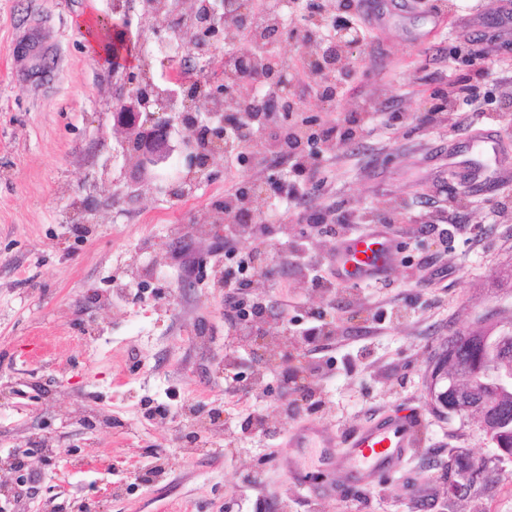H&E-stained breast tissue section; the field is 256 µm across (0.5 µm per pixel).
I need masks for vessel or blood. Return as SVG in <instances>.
Here are the masks:
<instances>
[{"instance_id":"vessel-or-blood-1","label":"vessel or blood","mask_w":512,"mask_h":512,"mask_svg":"<svg viewBox=\"0 0 512 512\" xmlns=\"http://www.w3.org/2000/svg\"><path fill=\"white\" fill-rule=\"evenodd\" d=\"M397 240L383 227L369 225L364 232L338 243L334 267L339 279L355 282L382 280L395 261ZM417 439V420L412 416H387L362 430L334 462L360 470L368 477L390 471Z\"/></svg>"}]
</instances>
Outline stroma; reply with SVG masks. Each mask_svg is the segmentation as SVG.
I'll use <instances>...</instances> for the list:
<instances>
[{"instance_id":"35a3bbf8","label":"stroma","mask_w":512,"mask_h":512,"mask_svg":"<svg viewBox=\"0 0 512 512\" xmlns=\"http://www.w3.org/2000/svg\"><path fill=\"white\" fill-rule=\"evenodd\" d=\"M501 0H454L451 24L415 9H389L380 44L349 63L351 91L335 106L301 100L307 116L331 122L361 100L404 113L390 128L371 123L364 146L333 144L316 164L308 204L274 211L268 194L252 208L273 216V243L303 242L327 259L335 242L303 221L305 208L345 218L358 233L371 215L403 216L392 227L399 257L384 286L309 288L304 263L259 278L250 299L269 310L259 333L235 324L217 279L224 270V194L238 182L272 184L288 160L251 142L232 168L223 155L209 179L178 200L150 187L131 201L102 200L132 177L109 107L116 84L85 48V22L102 26L106 0H0V512H512V460L472 417L437 412L426 393L432 358L452 331L482 330L512 307V112L499 129L497 158L481 156L474 132L417 124L435 91L489 63L463 116L512 101V31L499 33ZM42 36L53 60L44 78L17 57L25 36ZM472 179L465 229L448 244L420 222L446 223ZM165 287L164 298L153 290ZM333 319L326 348L300 334L310 313ZM298 351L295 369L321 402L289 418L293 394L269 346ZM166 417L149 416L157 404ZM221 411L201 431L210 454L185 438L182 413ZM419 420L418 445L379 482L327 466L326 448H292L305 424L337 439L385 415ZM72 467L59 473L61 456ZM23 457L28 479L10 465ZM483 465L486 481L452 497L458 461ZM164 472L152 476L156 464ZM259 477L246 489L247 477Z\"/></svg>"}]
</instances>
